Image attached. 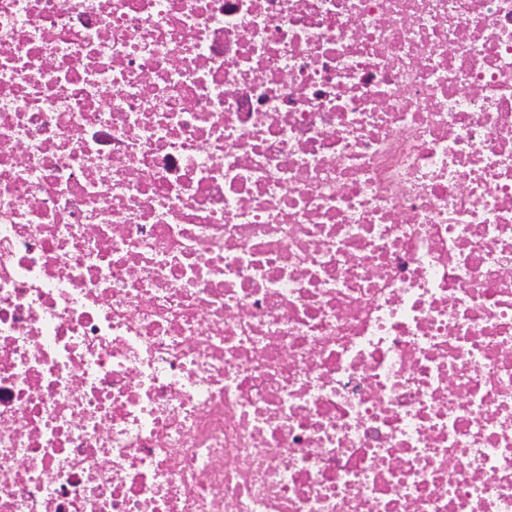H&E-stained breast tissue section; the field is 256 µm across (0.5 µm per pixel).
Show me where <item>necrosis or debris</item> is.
<instances>
[{
    "label": "necrosis or debris",
    "instance_id": "4bbe7bcc",
    "mask_svg": "<svg viewBox=\"0 0 512 512\" xmlns=\"http://www.w3.org/2000/svg\"><path fill=\"white\" fill-rule=\"evenodd\" d=\"M0 512H512V0H0Z\"/></svg>",
    "mask_w": 512,
    "mask_h": 512
}]
</instances>
